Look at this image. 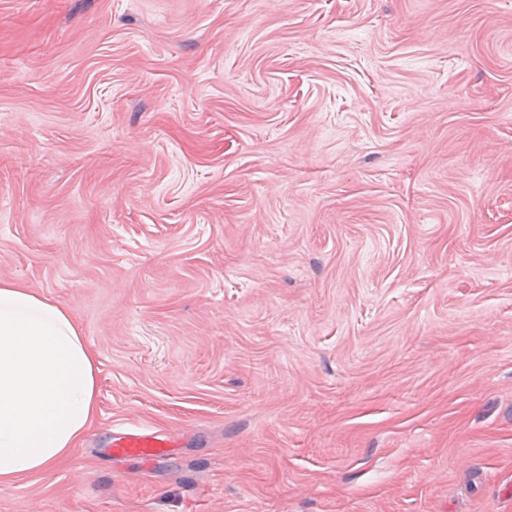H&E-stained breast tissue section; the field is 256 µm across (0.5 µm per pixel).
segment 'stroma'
Wrapping results in <instances>:
<instances>
[{"label":"stroma","instance_id":"obj_1","mask_svg":"<svg viewBox=\"0 0 512 512\" xmlns=\"http://www.w3.org/2000/svg\"><path fill=\"white\" fill-rule=\"evenodd\" d=\"M0 280L100 369L0 512H512V0H0ZM114 456H155L169 447V439H161L151 434H129L112 442Z\"/></svg>","mask_w":512,"mask_h":512}]
</instances>
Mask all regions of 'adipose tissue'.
I'll return each mask as SVG.
<instances>
[{"label": "adipose tissue", "mask_w": 512, "mask_h": 512, "mask_svg": "<svg viewBox=\"0 0 512 512\" xmlns=\"http://www.w3.org/2000/svg\"><path fill=\"white\" fill-rule=\"evenodd\" d=\"M98 372L67 308L0 280V483L50 471L80 445Z\"/></svg>", "instance_id": "obj_1"}]
</instances>
